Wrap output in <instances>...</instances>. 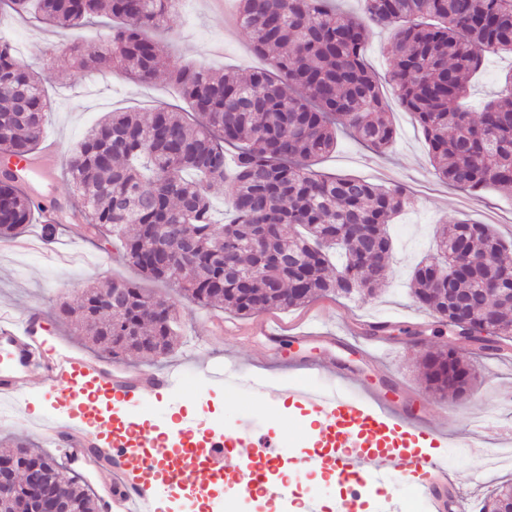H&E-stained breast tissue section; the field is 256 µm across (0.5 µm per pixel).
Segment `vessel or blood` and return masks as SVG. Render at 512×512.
Segmentation results:
<instances>
[{
    "label": "vessel or blood",
    "instance_id": "vessel-or-blood-1",
    "mask_svg": "<svg viewBox=\"0 0 512 512\" xmlns=\"http://www.w3.org/2000/svg\"><path fill=\"white\" fill-rule=\"evenodd\" d=\"M57 160V149L48 146L23 159L20 167L48 177ZM0 354L5 357L0 364V403H10L22 422L30 394H38L45 408L46 441L81 462L93 478L121 485V492L112 499V512H158L161 500L180 499L194 483L197 449H205L207 467L217 472L225 448L252 436L246 428L229 437L198 423L165 428L164 436L177 437L184 444L178 464L173 465L158 439H147L135 431L126 415L113 414L111 431H103L97 404L112 399L142 405L170 393L179 382V371L159 375L146 370L105 369L93 356L63 339H47L36 313L16 314L3 308ZM326 374L334 378V385L292 384L281 391L283 397L322 422V430L314 438L315 453L296 457L297 469L332 467L337 482L346 489L337 512H366L364 486H385L395 477L415 494L429 498L432 512H444L446 504L439 489L448 478V459L442 453L447 437L422 420L401 412L387 413L380 403L347 394L343 385L353 382L354 373L344 362H330ZM206 375L214 388L244 386L261 401L270 395L263 381L243 373L233 359L207 366ZM292 456V449L281 445L265 463L239 464V492H259L288 502V484L271 482L270 476L281 460Z\"/></svg>",
    "mask_w": 512,
    "mask_h": 512
}]
</instances>
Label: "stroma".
I'll use <instances>...</instances> for the list:
<instances>
[{
  "instance_id": "stroma-1",
  "label": "stroma",
  "mask_w": 512,
  "mask_h": 512,
  "mask_svg": "<svg viewBox=\"0 0 512 512\" xmlns=\"http://www.w3.org/2000/svg\"><path fill=\"white\" fill-rule=\"evenodd\" d=\"M223 2L224 9L219 12L211 0H180L176 13L151 36L172 59L210 71L234 69L246 74L265 66V59L253 53L245 31L232 22L234 0ZM392 34V28L369 25L364 49L365 61L379 80L395 129L391 148L376 154L341 131L335 151L317 161L315 168L329 175L361 176L377 184L394 182L407 188L414 203L390 224L395 245L393 268L377 296H329L301 307L273 311L272 316L288 329L314 325L335 333L339 341L334 352L351 366L359 385L371 388L381 400L407 407L412 415L430 420L453 439V447L446 450L449 491L484 502L497 486L512 485V467L486 471L482 459L459 453L456 447L471 436L479 437L486 449L512 441V355L471 358L477 376L471 398H445L432 393L419 379L416 364L426 352L447 344L451 335L446 324L418 308L409 283L415 264L433 251L436 225L466 218L490 225L511 242L512 193L489 187L475 197L436 177L422 131L393 91V62L385 51ZM0 37L45 78L52 110L42 141L56 144L61 154H68L84 132L107 113L145 112L158 106L180 111L187 107L164 77L139 83L118 71L77 67L72 51L78 38L74 31L22 14L0 18ZM511 70V55H487L484 70L470 83L468 101L472 110H480L498 89L502 76ZM57 242L64 253L63 260L57 262L48 261L38 247L0 248V305L41 309L48 334L66 337L88 353L99 355V348L77 333L75 323L61 313V306L75 303L88 284L112 277L142 282L144 288L157 293L163 287L141 280L119 249L107 253L100 250L86 236L83 223L62 225ZM175 299L181 315V339L175 349L155 359L138 354L124 357L125 363L133 367L164 370L176 365L183 371L171 395L138 415L142 432L154 430L161 422L174 425L190 417L223 432L252 427L254 442L231 449L232 455L244 459L267 458L270 445L277 443L293 444L297 456L309 454L308 438L319 429V422L284 398L275 402L272 412L252 414L253 401L242 389L216 390L207 385L202 359L237 358L243 371L260 375L268 387L279 389L294 383L292 364L319 361L326 355V348L291 337L276 345L260 337L245 342L240 334L249 327L250 318L218 307L196 306L180 293ZM357 320L392 325L391 335L380 341L373 358L363 353L369 340L349 330ZM235 497L240 500L242 512L284 510L278 501L255 502L238 497L236 490L228 487L222 496L202 503L187 498L173 502L170 512H224L225 500Z\"/></svg>"
}]
</instances>
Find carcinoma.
Returning <instances> with one entry per match:
<instances>
[{
	"mask_svg": "<svg viewBox=\"0 0 512 512\" xmlns=\"http://www.w3.org/2000/svg\"><path fill=\"white\" fill-rule=\"evenodd\" d=\"M178 0H6L12 11L33 13L57 26L80 29L99 18L113 22L101 46H76L78 64L119 68L150 82L161 70L200 122L158 106L150 112H110L71 150L66 174L100 249L112 238L146 279L179 289L198 306H224L241 316L300 307L314 298L369 297L380 289L393 245L388 223L411 204L401 186L383 187L355 176L330 177L314 162L336 147L343 128L376 153L392 145L379 82L364 63L366 25L330 9L327 0H239V25L255 53L272 50L268 69L241 78L168 58L146 36L164 26ZM368 18L394 27L391 80L400 104L421 128L439 178L463 190L512 189V74L478 117L463 105L468 84L486 55H512V0H364ZM49 101L44 78L0 41V155L25 157L42 137ZM234 150L227 169V150ZM229 187L234 219L218 224L212 194ZM37 205L18 184L0 176V239L19 238ZM440 259L464 246L483 278L435 277L432 261L412 271L413 300L443 320L454 289L477 294L487 281L512 271V247L486 224L457 220L435 232ZM172 258L161 265L156 247ZM224 248V263L213 260ZM371 252V263L358 260ZM113 296L109 304L106 297ZM168 302L164 319L156 306ZM93 344L118 345V355L163 356L177 340L175 303L128 280L84 289L77 306H63ZM495 320L498 338L512 336V302H476L473 327L448 325L472 355L496 350L475 328ZM134 338L129 339L127 335ZM429 388L462 396L474 375L467 362L441 348L425 362ZM8 456L17 466L38 465L37 493L61 486L80 512L94 505L79 480L26 444ZM23 491L0 497V512H27Z\"/></svg>",
	"mask_w": 512,
	"mask_h": 512,
	"instance_id": "1",
	"label": "carcinoma"
}]
</instances>
